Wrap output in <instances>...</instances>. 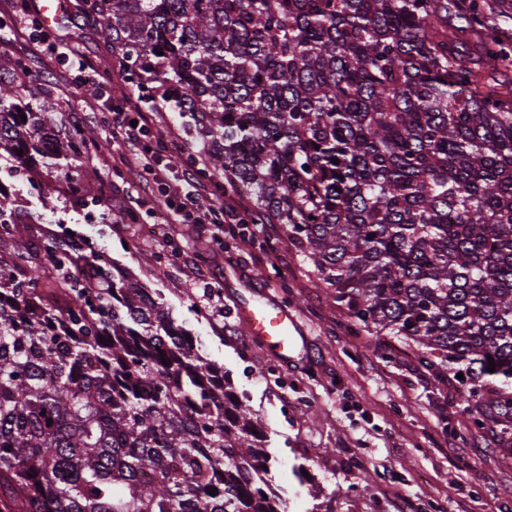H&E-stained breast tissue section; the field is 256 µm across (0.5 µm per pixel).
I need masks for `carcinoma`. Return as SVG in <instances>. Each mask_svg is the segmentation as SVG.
Segmentation results:
<instances>
[{"mask_svg":"<svg viewBox=\"0 0 512 512\" xmlns=\"http://www.w3.org/2000/svg\"><path fill=\"white\" fill-rule=\"evenodd\" d=\"M454 5L463 28L441 0L77 10L128 80L186 105L207 163L249 196L245 223L285 227L345 327L397 343L508 444L512 392L493 384L512 381V82L484 69L512 43L483 0ZM21 68L0 55V152L35 165L49 107L4 79ZM57 146L78 195L104 143L72 124ZM12 212L0 189V512H281L253 414L189 333Z\"/></svg>","mask_w":512,"mask_h":512,"instance_id":"obj_1","label":"carcinoma"}]
</instances>
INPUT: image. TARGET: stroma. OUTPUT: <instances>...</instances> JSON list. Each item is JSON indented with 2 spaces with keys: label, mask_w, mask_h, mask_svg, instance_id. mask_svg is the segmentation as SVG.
<instances>
[{
  "label": "stroma",
  "mask_w": 512,
  "mask_h": 512,
  "mask_svg": "<svg viewBox=\"0 0 512 512\" xmlns=\"http://www.w3.org/2000/svg\"><path fill=\"white\" fill-rule=\"evenodd\" d=\"M76 0L48 27L52 40L101 60L96 31L77 19ZM29 38L0 29V51L22 62L27 91L51 98V131L61 115L108 143L82 169L86 192L71 197L59 162L47 157L27 169L0 159V182L15 203L18 221L40 232L73 230L83 241L129 270L158 295L177 324L189 330L205 359L224 367L237 393L262 424L271 454V477L285 512H497L512 507V451L497 429L477 426L456 391L439 394L418 362L386 359L373 336H353L283 231L240 224L216 245L196 224H169L157 187L139 182L110 146L104 114L119 97L120 70L93 92L65 87L68 69L46 67L31 54ZM122 202L135 222L114 221L110 202ZM146 224L164 225L184 250L170 258L161 238L144 236ZM286 305L297 317L296 349L288 355L260 346L236 317L248 290Z\"/></svg>",
  "instance_id": "obj_1"
}]
</instances>
